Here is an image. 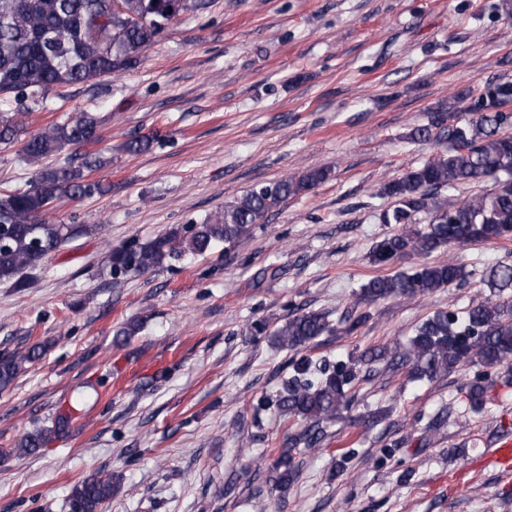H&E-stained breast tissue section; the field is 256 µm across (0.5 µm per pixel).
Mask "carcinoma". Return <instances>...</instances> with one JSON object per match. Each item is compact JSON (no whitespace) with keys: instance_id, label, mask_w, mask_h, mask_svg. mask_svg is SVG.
<instances>
[{"instance_id":"cac0c4a2","label":"carcinoma","mask_w":512,"mask_h":512,"mask_svg":"<svg viewBox=\"0 0 512 512\" xmlns=\"http://www.w3.org/2000/svg\"><path fill=\"white\" fill-rule=\"evenodd\" d=\"M206 0H0V145H20L26 162L35 167L24 189L0 195V282L25 288L27 270L42 265L70 240L86 232L83 224H61L48 219L54 201L102 195L107 188L90 173L111 160L86 146L100 138V121L92 112H75L61 122L30 131L18 119L16 107L37 105L55 87L117 75L134 67L142 52L185 13L198 12ZM466 112L436 113L429 124L412 130L418 142L450 141L448 148L428 157L387 181L382 194L392 200L383 211L384 224L417 223L429 217L423 229L392 234L369 254L370 263L389 266L407 255L427 257L460 243H487L512 237V82L489 81L476 95L465 96ZM156 134L129 140L125 149L140 153ZM67 149L84 150L81 162L59 157ZM56 157L55 163L42 161ZM330 170L316 168L299 176H284L255 185L202 223L177 224L146 241L136 237L105 252L102 272L118 280L163 269L184 256H200L222 245L231 247L256 224L288 199L329 179ZM483 179L494 181L492 191L458 205L448 204L443 192ZM468 280L464 267L453 262L416 264L410 271L377 276L362 285L355 305L392 298L412 299ZM490 295L471 305L464 317L438 310L415 329L408 346L391 358L370 348L349 355L334 366H316L306 357L291 362L293 374L277 393L279 415L300 427L288 435L268 479L286 485L297 472L296 451L316 448L324 438L323 424L333 420L354 401L352 391L361 374L378 372L381 360L388 369L409 368L418 380H433L453 369L476 363L504 368L512 374V265L492 270ZM332 330L330 313L310 310L295 314L272 333L282 349L297 352ZM44 346L0 356V391L10 387L26 365L39 360ZM470 406L482 408L485 385L476 378L468 386ZM78 409L61 410L52 425L28 431L1 451L0 457L37 454L66 432ZM111 473L78 481L68 498L69 512H99L112 499Z\"/></svg>"}]
</instances>
